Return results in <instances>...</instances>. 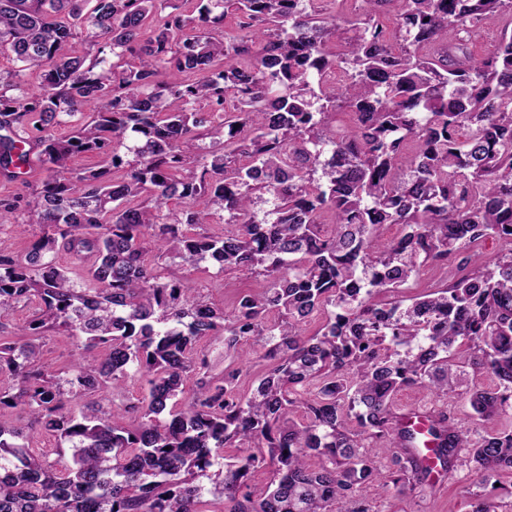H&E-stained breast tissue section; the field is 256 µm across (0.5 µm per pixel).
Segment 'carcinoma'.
<instances>
[{
  "label": "carcinoma",
  "instance_id": "obj_1",
  "mask_svg": "<svg viewBox=\"0 0 512 512\" xmlns=\"http://www.w3.org/2000/svg\"><path fill=\"white\" fill-rule=\"evenodd\" d=\"M178 2L0 0V55L18 63L0 70V175L45 172L25 205L0 200L1 227L41 230L25 255L0 254V412L17 414L0 420V512H373L369 489L420 494L432 472L392 408L415 385L466 395L482 428L427 411L442 470L463 452L487 482L512 474V0H363L343 40L317 0ZM162 4L168 21L148 29ZM387 4L391 36L375 21ZM495 14L508 24L477 60ZM227 15L235 32L208 29ZM80 32L94 54L75 50ZM341 112L353 131L338 138ZM88 153L105 165L75 169ZM221 222L234 229H183ZM162 259L266 285L220 308ZM428 265L448 280L402 297ZM52 331L83 339L64 372L42 363ZM206 339L231 359L218 374ZM461 347L493 384L459 392ZM255 355L265 370L243 393ZM135 375L140 398L96 407ZM37 430L67 460L34 456ZM464 506L505 512L491 495Z\"/></svg>",
  "mask_w": 512,
  "mask_h": 512
}]
</instances>
